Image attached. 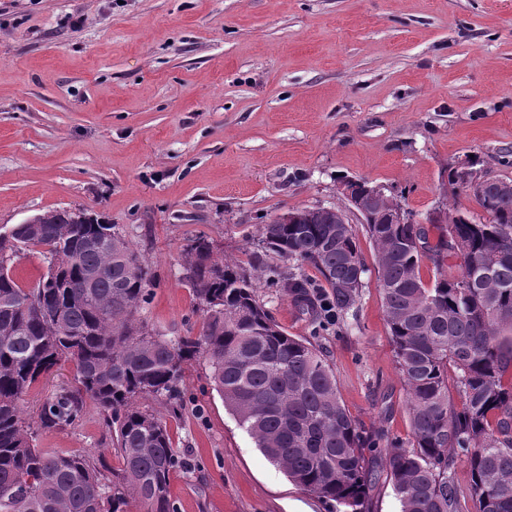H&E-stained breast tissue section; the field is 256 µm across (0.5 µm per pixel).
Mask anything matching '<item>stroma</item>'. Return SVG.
<instances>
[{"mask_svg": "<svg viewBox=\"0 0 512 512\" xmlns=\"http://www.w3.org/2000/svg\"><path fill=\"white\" fill-rule=\"evenodd\" d=\"M512 150V0H0V232L55 209L115 224L154 276L141 320L169 335L202 311L181 253L199 236L248 273L276 265L258 227L301 207L347 209L342 178L392 189L422 215L476 211L450 169L503 179ZM343 330L318 331L286 293L256 294L288 335L322 348L362 427L409 442L374 247ZM205 357L183 404L147 400L191 473L176 512H331L274 467L225 409ZM38 447L113 472L117 448L88 409Z\"/></svg>", "mask_w": 512, "mask_h": 512, "instance_id": "1", "label": "stroma"}]
</instances>
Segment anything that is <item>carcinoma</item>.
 Instances as JSON below:
<instances>
[{
  "label": "carcinoma",
  "instance_id": "obj_1",
  "mask_svg": "<svg viewBox=\"0 0 512 512\" xmlns=\"http://www.w3.org/2000/svg\"><path fill=\"white\" fill-rule=\"evenodd\" d=\"M474 202L483 218L448 210L452 223L435 225L434 244L411 212L409 223L393 224L382 201L364 215L411 425L408 444L377 466L365 450L382 434L352 419L326 355L288 335L241 263L208 239L194 238L181 253L203 322L195 333L169 336L137 318L152 277L116 225L82 210H49L36 224L15 225L0 235V254L29 248L48 270L24 288L0 267V512H175L170 474L191 460L140 403L174 399L185 365L200 354L256 446L335 512H373L381 477L400 512H512V180L489 184ZM288 214L259 229L282 261L265 285L326 331L354 306L368 268L352 225L335 223V213ZM457 250L465 252L459 268L448 263ZM426 259L436 270L430 283L420 275ZM304 265L321 281L298 273ZM63 361L74 366L71 384L47 396L29 422L24 396ZM90 406L121 454L118 473L85 454L36 447L39 433L75 426ZM460 455L465 488L456 479Z\"/></svg>",
  "mask_w": 512,
  "mask_h": 512
}]
</instances>
